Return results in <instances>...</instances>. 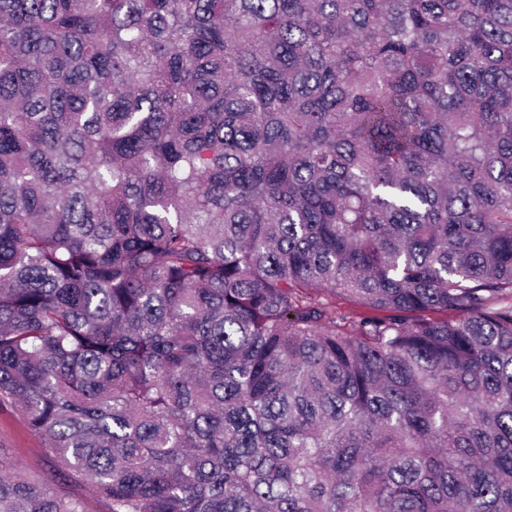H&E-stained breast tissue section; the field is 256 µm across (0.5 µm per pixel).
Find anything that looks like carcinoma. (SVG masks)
<instances>
[{
    "mask_svg": "<svg viewBox=\"0 0 512 512\" xmlns=\"http://www.w3.org/2000/svg\"><path fill=\"white\" fill-rule=\"evenodd\" d=\"M4 404L0 512H512V0H0ZM0 445L11 460L22 463L30 472L51 469L42 449L46 448L45 441L31 433L19 413L7 404L0 406Z\"/></svg>",
    "mask_w": 512,
    "mask_h": 512,
    "instance_id": "cac0c4a2",
    "label": "carcinoma"
}]
</instances>
